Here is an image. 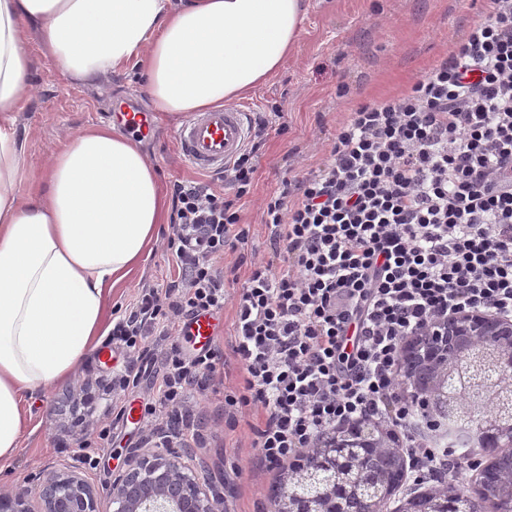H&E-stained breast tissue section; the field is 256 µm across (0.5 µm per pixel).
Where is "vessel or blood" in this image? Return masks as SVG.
I'll return each mask as SVG.
<instances>
[{"instance_id":"vessel-or-blood-1","label":"vessel or blood","mask_w":512,"mask_h":512,"mask_svg":"<svg viewBox=\"0 0 512 512\" xmlns=\"http://www.w3.org/2000/svg\"><path fill=\"white\" fill-rule=\"evenodd\" d=\"M119 118L134 134L144 136L151 130L148 113L133 100L121 102ZM249 136V112L238 105L193 113L175 132L180 154L200 173L223 169L245 148ZM214 336L212 316L202 315L191 323L190 337L196 347L210 346Z\"/></svg>"}]
</instances>
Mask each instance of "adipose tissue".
<instances>
[{"label":"adipose tissue","instance_id":"obj_1","mask_svg":"<svg viewBox=\"0 0 512 512\" xmlns=\"http://www.w3.org/2000/svg\"><path fill=\"white\" fill-rule=\"evenodd\" d=\"M303 15L304 0H0V468L29 398L101 345L110 292L143 266L168 211L149 155L112 124L61 142L23 191L30 42L86 83L140 64L151 109L173 117L267 82Z\"/></svg>","mask_w":512,"mask_h":512}]
</instances>
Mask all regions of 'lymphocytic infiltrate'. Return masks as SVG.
Instances as JSON below:
<instances>
[{
    "label": "lymphocytic infiltrate",
    "instance_id": "1",
    "mask_svg": "<svg viewBox=\"0 0 512 512\" xmlns=\"http://www.w3.org/2000/svg\"><path fill=\"white\" fill-rule=\"evenodd\" d=\"M487 6L410 92L359 106L325 163L265 198L272 257L239 291L219 261L246 237L234 200L250 190L268 120L254 119L250 147L224 168L234 199L204 182L174 186L178 282L142 292L112 337L136 355L148 337L171 336L175 315L234 301L245 394L225 403L261 411L254 451L266 467L360 421L395 436L414 485L460 490L480 466L438 447L428 407L400 377L410 336L463 311L512 320V0ZM216 359L171 347L145 413L180 412Z\"/></svg>",
    "mask_w": 512,
    "mask_h": 512
}]
</instances>
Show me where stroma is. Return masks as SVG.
Instances as JSON below:
<instances>
[{"label": "stroma", "mask_w": 512, "mask_h": 512, "mask_svg": "<svg viewBox=\"0 0 512 512\" xmlns=\"http://www.w3.org/2000/svg\"><path fill=\"white\" fill-rule=\"evenodd\" d=\"M305 17L295 48L265 85L241 103L249 112L265 113L271 129L258 158L249 193L238 200L240 225L247 236L224 250L225 282H244L254 264L270 251L260 207L282 180L317 168L330 155L336 128L358 106L405 95L417 79L449 57L471 25L483 17L481 0H305ZM34 96L19 116L28 135V171L24 188L35 185L51 152L68 136L90 125L114 122L120 102L140 93L136 67L108 75L87 87L58 70L38 44H31ZM178 119H155L142 140L165 189L174 183L208 182L225 197L218 173L193 171L178 155L173 133ZM173 225L161 227L158 242L141 269L111 293L112 317L129 311L142 290L166 291L177 277L170 243ZM233 305L216 318L213 345L218 360L204 391L187 395L182 443L200 478L221 484L226 512H272V497L283 477L269 472L253 456L256 422L252 407L228 412L224 398L244 392L242 364L231 350L235 334ZM184 336L149 337L140 361L146 373L126 400L152 396L155 379L171 343ZM129 361L125 346L105 340L63 384L34 395L11 467L0 470V495L23 489L37 502L43 470L77 466L97 492L99 512H115L108 488L112 476L134 448L160 446L159 433L172 420L161 414L132 424L117 415L112 377ZM99 449L100 465L81 464L84 449Z\"/></svg>", "instance_id": "obj_1"}]
</instances>
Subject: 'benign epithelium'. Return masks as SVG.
Returning a JSON list of instances; mask_svg holds the SVG:
<instances>
[{
	"label": "benign epithelium",
	"instance_id": "obj_1",
	"mask_svg": "<svg viewBox=\"0 0 512 512\" xmlns=\"http://www.w3.org/2000/svg\"><path fill=\"white\" fill-rule=\"evenodd\" d=\"M471 347L470 365L477 368L486 355L505 373L502 388L512 390V321L481 312L460 313L435 332L425 331L410 337L406 353L425 366L447 367L448 353L463 344ZM485 454L489 463L503 449L512 447V434L503 435L500 424L486 427ZM388 438H369L357 431L335 433L319 442L318 448L304 455L294 476L303 478L319 468L336 474L327 491L312 502L291 500L290 512H351L354 494L349 471L368 475L367 459L380 452H393ZM188 452L167 448V454L135 448L112 481L110 495L116 512H224V494L215 486L203 487L198 475L184 462ZM478 508L491 503L486 485L479 481L469 489ZM456 493L442 488L424 497V512H456ZM0 512H97L96 493L81 476L72 472L48 471L40 483L39 505L33 509L25 490L0 497Z\"/></svg>",
	"mask_w": 512,
	"mask_h": 512
}]
</instances>
